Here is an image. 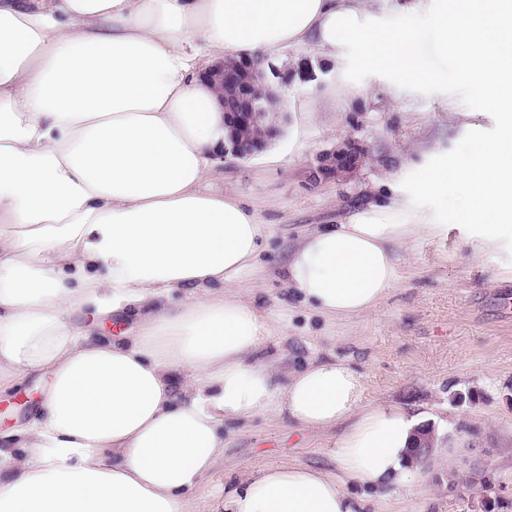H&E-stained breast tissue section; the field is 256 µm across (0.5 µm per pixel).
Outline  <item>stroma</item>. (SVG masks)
Masks as SVG:
<instances>
[{
    "instance_id": "stroma-1",
    "label": "stroma",
    "mask_w": 512,
    "mask_h": 512,
    "mask_svg": "<svg viewBox=\"0 0 512 512\" xmlns=\"http://www.w3.org/2000/svg\"><path fill=\"white\" fill-rule=\"evenodd\" d=\"M363 86L373 99L356 100ZM281 94V134L253 158L216 157L207 183L254 206L270 228L260 255L266 278L254 293L271 332L261 358L347 360L363 379L364 405L401 407L433 425L439 448L417 481L374 494L370 512H484L487 483L512 500V320L501 305L512 294V244L473 254L420 186L426 169L452 161L462 143L495 136L501 115L459 84L391 72L355 47L340 68L293 78ZM347 138L362 147L361 166L314 181L320 155ZM381 180L441 230L402 246L396 281L375 311L323 317L289 294L281 262L306 228L361 209ZM46 386L33 376L0 389V432L35 415ZM334 443L333 434L292 430L270 414L239 421L225 428L224 456L192 494L195 512H210L214 489L241 472L326 466Z\"/></svg>"
}]
</instances>
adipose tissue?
I'll list each match as a JSON object with an SVG mask.
<instances>
[{"instance_id":"obj_1","label":"adipose tissue","mask_w":512,"mask_h":512,"mask_svg":"<svg viewBox=\"0 0 512 512\" xmlns=\"http://www.w3.org/2000/svg\"><path fill=\"white\" fill-rule=\"evenodd\" d=\"M392 70L455 78L499 134L429 168L468 245L512 239V0H0V382L48 385L37 415L0 433V512H193L190 491L224 455V427L274 414L334 432L335 472L288 464L243 473L212 512H367L351 494L409 486L418 418L362 404L345 361L259 359L251 302L269 228L206 188L224 108L205 74L309 44H350ZM391 182L286 259L291 294L328 317L378 308L395 246L439 232L406 218ZM186 291L180 301L170 295ZM135 311L125 336L84 312Z\"/></svg>"}]
</instances>
